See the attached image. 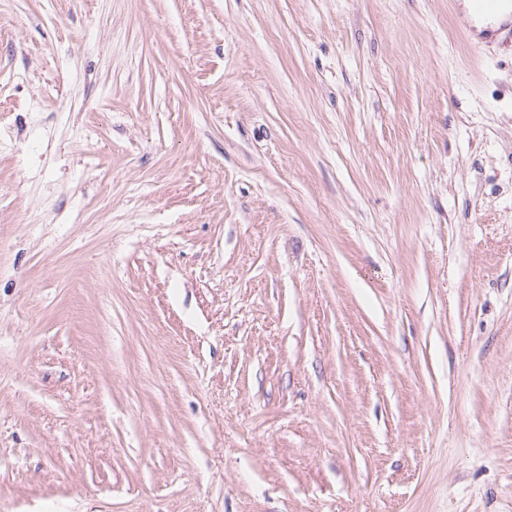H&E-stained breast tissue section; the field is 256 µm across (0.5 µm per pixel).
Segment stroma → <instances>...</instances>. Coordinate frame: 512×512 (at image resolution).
I'll list each match as a JSON object with an SVG mask.
<instances>
[{
    "instance_id": "obj_1",
    "label": "stroma",
    "mask_w": 512,
    "mask_h": 512,
    "mask_svg": "<svg viewBox=\"0 0 512 512\" xmlns=\"http://www.w3.org/2000/svg\"><path fill=\"white\" fill-rule=\"evenodd\" d=\"M465 2L0 0V512H512Z\"/></svg>"
}]
</instances>
